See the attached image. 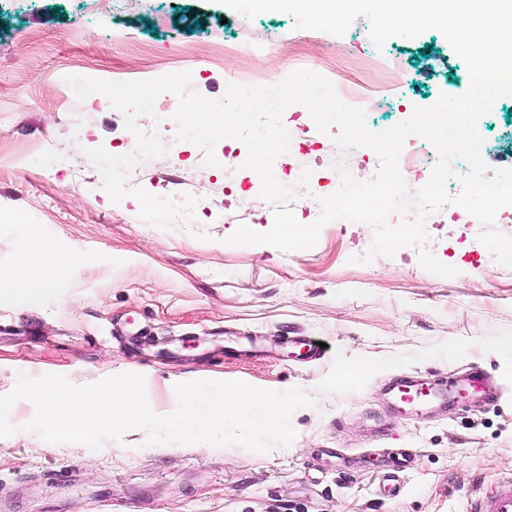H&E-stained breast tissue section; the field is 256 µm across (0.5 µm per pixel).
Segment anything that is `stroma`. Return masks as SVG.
I'll return each instance as SVG.
<instances>
[{
    "label": "stroma",
    "mask_w": 512,
    "mask_h": 512,
    "mask_svg": "<svg viewBox=\"0 0 512 512\" xmlns=\"http://www.w3.org/2000/svg\"><path fill=\"white\" fill-rule=\"evenodd\" d=\"M113 40L85 19L84 0H0V271L19 264L25 248L71 249L89 257L62 288L36 295L0 291V396L20 378L46 374L87 384L136 373L148 402L163 414L177 405L176 384L241 380L283 391L304 390L315 406L297 409V433L264 453L230 445L149 446L143 431L93 450L52 444L24 430L36 412L21 399L9 420L19 432L0 438V512H466V495L512 476V209L493 226L425 221L423 248L404 247L369 264L350 258L372 243L364 223L334 219L309 249L283 252L260 244H226L239 225L267 231L273 203L245 168V146L215 147L223 167L177 138L171 115L140 117L158 130L165 156L139 160L127 188L157 196L198 197L194 220L167 228L143 222L128 196L113 202L85 151L98 146L133 153L136 138L119 111L93 95L73 104L64 82L74 64L113 81L191 73L189 91L219 99L228 84L272 86L298 69L330 80L336 92L361 89L369 129L406 120L440 94L470 85L464 61L435 30L394 37L376 47L369 23L347 32L298 30L290 15L255 17L216 0H112ZM86 20L91 33L74 42L69 29ZM281 38L271 55L237 43ZM400 57L402 67L380 66ZM24 86L17 102L9 88ZM290 151L273 166L290 186L284 202L297 219L315 221L319 200L334 193L344 165L371 179L380 161L366 147L339 149L303 105L285 110ZM489 169L512 168V99H499L478 127ZM455 266V277L425 270L420 251ZM324 343L323 356H289L286 340ZM363 362L353 382L339 365ZM476 367L503 400L469 394L420 415L397 409L391 379H450ZM411 454L391 496L379 483L396 450Z\"/></svg>",
    "instance_id": "35a3bbf8"
}]
</instances>
